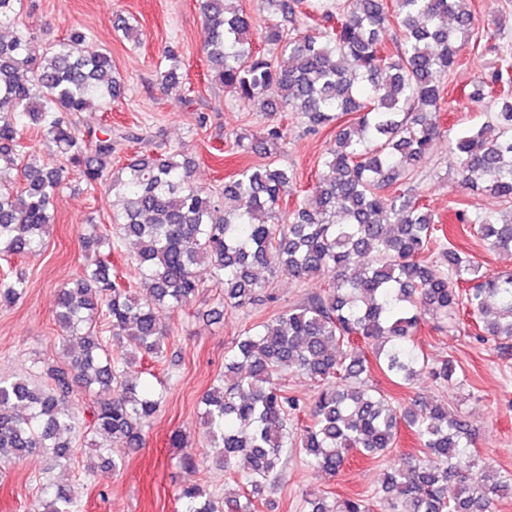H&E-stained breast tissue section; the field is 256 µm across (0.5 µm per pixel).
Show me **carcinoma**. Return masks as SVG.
<instances>
[{
  "label": "carcinoma",
  "instance_id": "carcinoma-1",
  "mask_svg": "<svg viewBox=\"0 0 512 512\" xmlns=\"http://www.w3.org/2000/svg\"><path fill=\"white\" fill-rule=\"evenodd\" d=\"M236 2L201 0L214 83L262 112H294L311 131L354 116L336 131L318 178L286 215L282 202L296 175L271 158L287 140L279 123L256 138L235 136L238 148L257 146L270 159L239 170L216 191L191 180L195 160L177 151L136 152L123 176L109 177L118 147L139 142V132L83 131L72 116L122 95L111 53L81 28L41 48L19 23L22 0H0V28L11 29L0 38V173L20 167L23 177L19 188L0 181V256L41 249L54 198L70 174L90 187L108 184L120 204L115 242L95 230L80 235L87 263L58 293L56 321L63 342L76 341L77 350L39 370L50 380L44 390L26 379H0V461L48 448L54 464L66 465L75 431L69 401L79 390L93 397L91 431L119 447L141 446L163 395L126 375L132 359L109 353L101 320L141 357H157L168 340L159 316L195 298L202 265L224 288L219 304L230 308L276 303L279 273L299 283L321 276L328 279L322 292L235 341L224 359L230 380L203 398L206 441L246 485L244 501H232L234 512H257L288 454H301L316 476H334L354 457L386 456L402 426L421 450L382 473L384 512H495L497 500L512 495V471L474 453L477 437L466 421L446 403L403 404L365 382L373 366L400 386L424 375L440 385L463 381L453 361L431 364L416 349L414 336L428 316L464 312L480 340H512V272L484 271L458 251L412 183L443 134V79L475 30L466 0H395L392 10L388 0H336L333 11L317 0L314 13L303 0H259L266 52L254 47L253 18ZM180 70L170 46L157 69L163 91H181ZM467 97L488 101L491 117L452 143L458 185L512 205V62L505 57L481 74ZM33 126L54 156L39 165L26 161L24 131ZM455 216L487 250L512 252V209H457ZM124 243L135 290L112 280L104 257ZM27 288L21 274L1 279L0 304L15 303ZM288 370L317 385L311 407L282 385ZM171 443L180 449L179 465L196 466L182 434ZM94 456L104 467L123 466L110 447ZM177 496L182 512H220L217 498L195 484ZM307 504L308 512H373L362 497L330 493ZM37 512H77V501L47 484Z\"/></svg>",
  "mask_w": 512,
  "mask_h": 512
}]
</instances>
